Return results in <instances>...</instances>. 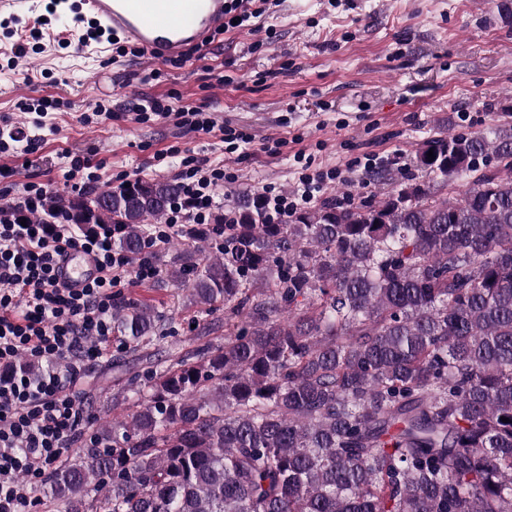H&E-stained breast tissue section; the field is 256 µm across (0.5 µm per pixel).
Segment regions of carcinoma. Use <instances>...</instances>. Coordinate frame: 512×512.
I'll return each instance as SVG.
<instances>
[{"label": "carcinoma", "instance_id": "cac0c4a2", "mask_svg": "<svg viewBox=\"0 0 512 512\" xmlns=\"http://www.w3.org/2000/svg\"><path fill=\"white\" fill-rule=\"evenodd\" d=\"M433 152L434 158L427 156ZM427 182L269 221L236 212L154 252L166 287L224 335L187 349L120 301L121 415L47 475L52 512H512V128L442 133ZM179 185L48 196L134 258ZM509 422L504 423L502 419Z\"/></svg>", "mask_w": 512, "mask_h": 512}]
</instances>
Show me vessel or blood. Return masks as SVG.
I'll use <instances>...</instances> for the list:
<instances>
[{
	"mask_svg": "<svg viewBox=\"0 0 512 512\" xmlns=\"http://www.w3.org/2000/svg\"><path fill=\"white\" fill-rule=\"evenodd\" d=\"M80 9L100 33L122 37L150 61L206 46L224 28V0H80ZM96 274L94 259L81 252L57 265L59 282L68 288L84 287Z\"/></svg>",
	"mask_w": 512,
	"mask_h": 512,
	"instance_id": "vessel-or-blood-1",
	"label": "vessel or blood"
}]
</instances>
